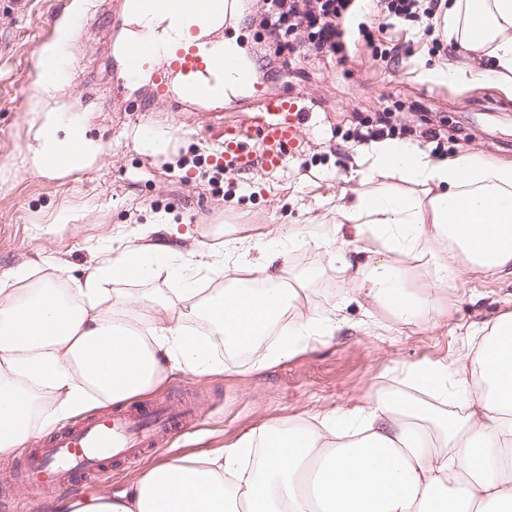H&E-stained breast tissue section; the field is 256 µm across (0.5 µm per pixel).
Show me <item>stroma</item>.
Here are the masks:
<instances>
[{
    "label": "stroma",
    "mask_w": 512,
    "mask_h": 512,
    "mask_svg": "<svg viewBox=\"0 0 512 512\" xmlns=\"http://www.w3.org/2000/svg\"><path fill=\"white\" fill-rule=\"evenodd\" d=\"M113 0H0V275L27 270L28 283L83 278L93 263L119 255L150 228L148 243L185 250L197 240L220 250L243 235L261 240L271 231L320 232L336 208L357 195L404 189L398 175L376 170L371 145L358 141L359 122L390 109L407 123L401 143L433 159L480 156L512 159V93L484 81H429L427 69L481 70L459 40L428 51L417 23L398 54L372 57L360 50L339 60L287 66V43L273 42L260 24L263 0H249V24L233 23L255 59L265 87L303 90L311 111L288 167L218 173V131L193 119L160 112L119 114L108 102ZM89 6L98 22L76 44L68 86L47 89L38 60L63 37L70 14ZM77 125L93 151L79 168L45 171L36 158L46 130L64 138ZM168 137L155 151L146 133ZM438 141L423 138L425 130ZM459 275L441 297L438 319L377 328L364 307L340 306L345 284L325 249L287 247L285 269L303 288L304 304L337 309L345 323L322 343L301 347L288 359L257 368V353L219 352L225 370L203 380L172 376L156 389L125 401V408L155 402H191L200 421L141 461L116 464L105 476L79 481L74 496L124 488L145 465L217 452L245 428L263 422H300L316 412L364 404L380 390L399 386L400 371L416 363L447 364L478 341L477 332L512 311V277L484 276L458 263ZM175 281L112 283L109 294L144 302L178 301Z\"/></svg>",
    "instance_id": "35a3bbf8"
}]
</instances>
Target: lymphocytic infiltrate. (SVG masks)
<instances>
[{
	"label": "lymphocytic infiltrate",
	"mask_w": 512,
	"mask_h": 512,
	"mask_svg": "<svg viewBox=\"0 0 512 512\" xmlns=\"http://www.w3.org/2000/svg\"><path fill=\"white\" fill-rule=\"evenodd\" d=\"M442 0H270L262 23L271 34L280 31L294 33L306 30V39L294 41L291 46L294 62L308 57L309 49H316L333 58L344 53L347 35L357 30L359 40L371 46L374 53L387 56L391 49L376 41L375 35L385 32L390 19L415 21L422 25L431 38L432 49H440L442 41L435 31ZM379 18L378 27L363 24V17Z\"/></svg>",
	"instance_id": "f902f5d3"
}]
</instances>
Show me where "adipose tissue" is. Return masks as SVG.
Listing matches in <instances>:
<instances>
[{
  "instance_id": "adipose-tissue-1",
  "label": "adipose tissue",
  "mask_w": 512,
  "mask_h": 512,
  "mask_svg": "<svg viewBox=\"0 0 512 512\" xmlns=\"http://www.w3.org/2000/svg\"><path fill=\"white\" fill-rule=\"evenodd\" d=\"M449 35L492 58L493 76L512 86V0H455ZM78 130L50 138L39 168L84 164ZM377 166L398 172L424 194L380 191L339 206V220L368 225L359 267L338 241V223L317 234L276 231L262 246L283 243L328 249L348 287L343 301H362L396 323L439 308L438 286L457 275L458 257L484 274L512 275V162L435 160L408 146L378 145ZM131 246L94 265L84 279L25 288L24 272L0 278V457L32 435L38 394L49 395L54 419L124 402L183 372L204 378L223 369L217 348L239 354L263 347L261 365L300 346L335 336L336 312L289 302L283 274L270 262L246 264L254 287L201 292L190 270L211 257ZM424 254L436 287H408L400 256ZM179 279L186 305L177 317L145 318L137 303L100 300L117 280ZM199 320L205 331L189 328ZM404 390L378 392L361 407L304 422L261 424L218 453L157 462L122 490L64 502L59 512H512V312L489 326L477 355L453 366L413 364Z\"/></svg>"
}]
</instances>
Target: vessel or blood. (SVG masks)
Returning a JSON list of instances; mask_svg holds the SVG:
<instances>
[{
	"label": "vessel or blood",
	"instance_id": "b4317fda",
	"mask_svg": "<svg viewBox=\"0 0 512 512\" xmlns=\"http://www.w3.org/2000/svg\"><path fill=\"white\" fill-rule=\"evenodd\" d=\"M134 39L112 48L113 97L129 83L148 80L140 111L184 112L209 105L210 125L224 131V167L236 172L261 161L269 170L287 164L301 139L306 112L301 96L274 93L255 83L250 53L225 40L234 0H120ZM69 51L43 63V79L65 80ZM196 416L167 405L104 410L53 433L18 470V487L64 488L96 479L115 462L137 461L149 448L190 429Z\"/></svg>",
	"mask_w": 512,
	"mask_h": 512
}]
</instances>
